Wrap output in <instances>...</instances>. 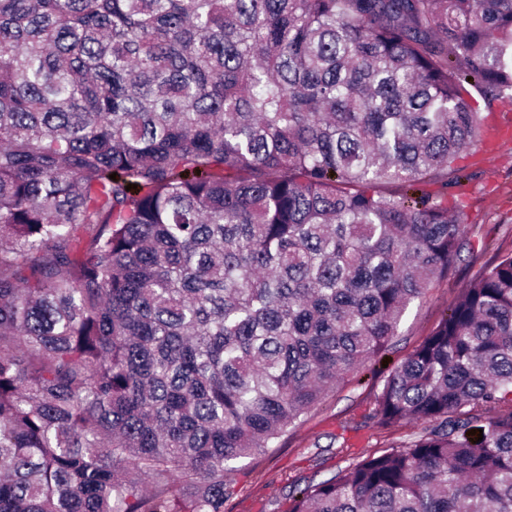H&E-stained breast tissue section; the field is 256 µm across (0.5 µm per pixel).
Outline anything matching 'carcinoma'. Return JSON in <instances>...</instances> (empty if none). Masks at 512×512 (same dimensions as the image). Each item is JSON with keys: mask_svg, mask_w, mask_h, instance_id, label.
I'll list each match as a JSON object with an SVG mask.
<instances>
[{"mask_svg": "<svg viewBox=\"0 0 512 512\" xmlns=\"http://www.w3.org/2000/svg\"><path fill=\"white\" fill-rule=\"evenodd\" d=\"M479 99L512 0H0V512H224L474 250ZM505 402L498 251L285 512H512Z\"/></svg>", "mask_w": 512, "mask_h": 512, "instance_id": "obj_1", "label": "carcinoma"}]
</instances>
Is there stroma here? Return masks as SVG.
<instances>
[{"mask_svg":"<svg viewBox=\"0 0 512 512\" xmlns=\"http://www.w3.org/2000/svg\"><path fill=\"white\" fill-rule=\"evenodd\" d=\"M474 177L455 188L469 213L474 242L486 241L490 250L477 247L456 272L436 282L404 317L398 334L378 359L344 383L331 388L323 401L289 428L275 448L245 458L225 472L224 512H284V496L293 488L321 482L362 459L400 444L412 425L379 426L376 397L403 359L428 335L441 312L466 288L494 249H512V136L492 146H478L465 156Z\"/></svg>","mask_w":512,"mask_h":512,"instance_id":"1","label":"stroma"}]
</instances>
